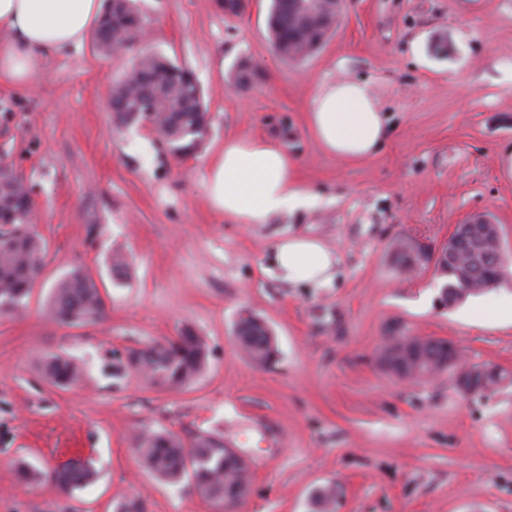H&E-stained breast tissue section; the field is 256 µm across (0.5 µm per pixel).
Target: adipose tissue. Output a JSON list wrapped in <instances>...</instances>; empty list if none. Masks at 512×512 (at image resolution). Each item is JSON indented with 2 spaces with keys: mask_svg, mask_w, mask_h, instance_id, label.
<instances>
[{
  "mask_svg": "<svg viewBox=\"0 0 512 512\" xmlns=\"http://www.w3.org/2000/svg\"><path fill=\"white\" fill-rule=\"evenodd\" d=\"M102 15L101 0H0V85L30 86L47 56L81 45ZM308 123L320 149L341 161L376 154L385 118L367 83L338 78L321 84L310 101ZM211 207L239 224H264L275 214L307 206L297 166L276 138H229L207 178ZM278 278L316 288L332 285L336 254L320 240L294 235L274 246ZM465 320L512 324V295L488 294L464 307Z\"/></svg>",
  "mask_w": 512,
  "mask_h": 512,
  "instance_id": "obj_1",
  "label": "adipose tissue"
}]
</instances>
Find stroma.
I'll return each mask as SVG.
<instances>
[{
	"mask_svg": "<svg viewBox=\"0 0 512 512\" xmlns=\"http://www.w3.org/2000/svg\"><path fill=\"white\" fill-rule=\"evenodd\" d=\"M269 5L249 0L228 19L215 0H136L148 40L110 53L90 38L47 58L30 87L0 86V162L34 187L47 244L26 307L0 316V512H113L142 492L149 512H213L188 482L140 465L146 428L230 439L253 473L241 512H312L328 484L330 512H512V383L466 397L453 373L409 384L377 359L397 327L512 374V325L464 322L440 306L433 262L405 273L394 250L404 240L430 257L490 212L512 251V178L499 165L512 147V0H344L322 47L290 63L269 40ZM146 53L196 76L211 127L194 155L113 122L112 87ZM243 59L258 76L242 90ZM339 77L367 81L387 116L384 147L357 163L324 155L308 124L315 88ZM264 136L283 141L312 203L237 224L209 206L210 163L225 139ZM293 234L335 251L333 286L276 278L273 244ZM76 268L106 303L97 324L48 315L50 288ZM245 314L273 333L270 365L236 343ZM187 327L209 348L192 386L161 391L127 368L130 350ZM50 352L74 357L81 382L51 385ZM21 457L47 470L87 458L97 476L59 499L20 482Z\"/></svg>",
	"mask_w": 512,
	"mask_h": 512,
	"instance_id": "stroma-1",
	"label": "stroma"
}]
</instances>
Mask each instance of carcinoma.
Returning a JSON list of instances; mask_svg holds the SVG:
<instances>
[{"label": "carcinoma", "instance_id": "1", "mask_svg": "<svg viewBox=\"0 0 512 512\" xmlns=\"http://www.w3.org/2000/svg\"><path fill=\"white\" fill-rule=\"evenodd\" d=\"M143 25L133 0H124L114 9L106 8L95 31V42L102 49L118 51ZM335 25L333 19L327 25L304 28L298 24L292 0H272L269 32L275 52L287 62L296 61L298 41H307L314 51L326 41ZM134 66L137 87L128 93L117 85L112 88L116 124H138L146 112L161 113L165 124L162 135L170 150L181 156L197 152L209 135L210 117L193 72L156 54L139 57ZM254 78L255 71L246 61H240L234 73L236 87L244 88ZM33 205V198L14 179H0V316L14 315L24 307L43 269L46 244L28 224ZM498 265L499 259L491 252L477 255L473 262L474 283L486 290L493 288ZM447 280L450 296L459 298L469 288L452 264L448 265ZM48 311L59 324L84 326L103 318L105 301L93 278L77 268L52 288ZM235 328L236 342L249 359L261 365L274 360L275 340L264 320L243 316ZM207 360L205 341L186 328L174 337L132 350L128 365L149 386L173 391L195 383ZM42 370L47 380L58 387L70 386L80 379L79 364L58 353L43 358ZM135 447L147 471L165 481L185 478L192 482L214 512H236L246 498L245 489L251 487L247 462L224 447L221 437L200 435L187 448L164 430L146 429L136 436ZM16 469L21 481L30 485L47 483L56 493L68 496L93 483L96 477L90 466L55 469L46 475L20 460ZM335 497L331 485L318 489L312 499L313 512H327L328 503ZM114 512H147L146 499L141 495L124 498L115 503Z\"/></svg>", "mask_w": 512, "mask_h": 512}]
</instances>
